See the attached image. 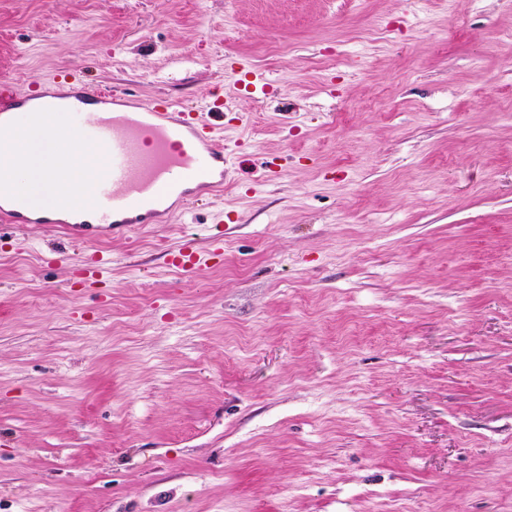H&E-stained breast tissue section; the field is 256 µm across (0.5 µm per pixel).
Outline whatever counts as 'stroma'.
Masks as SVG:
<instances>
[{
  "mask_svg": "<svg viewBox=\"0 0 512 512\" xmlns=\"http://www.w3.org/2000/svg\"><path fill=\"white\" fill-rule=\"evenodd\" d=\"M66 68L231 99L224 188L0 226V512H512V0H0Z\"/></svg>",
  "mask_w": 512,
  "mask_h": 512,
  "instance_id": "1",
  "label": "stroma"
}]
</instances>
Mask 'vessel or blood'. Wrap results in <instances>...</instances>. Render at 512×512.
I'll list each match as a JSON object with an SVG mask.
<instances>
[{
    "label": "vessel or blood",
    "instance_id": "1",
    "mask_svg": "<svg viewBox=\"0 0 512 512\" xmlns=\"http://www.w3.org/2000/svg\"><path fill=\"white\" fill-rule=\"evenodd\" d=\"M55 98L74 100L67 121L48 111L43 132L73 146L93 143L102 162H89L74 176L58 175L62 189L48 211L32 214L0 204L1 224H52L75 246L126 233L140 224H165L174 205L215 192L224 186V144L214 127L194 112L160 97L150 102L125 93L88 86L79 70L58 74ZM42 84L20 91L9 78H0V116L39 97ZM31 116L13 119L10 139L0 144V172L23 165L20 143L29 135ZM88 182L91 205L72 198V181Z\"/></svg>",
    "mask_w": 512,
    "mask_h": 512
}]
</instances>
